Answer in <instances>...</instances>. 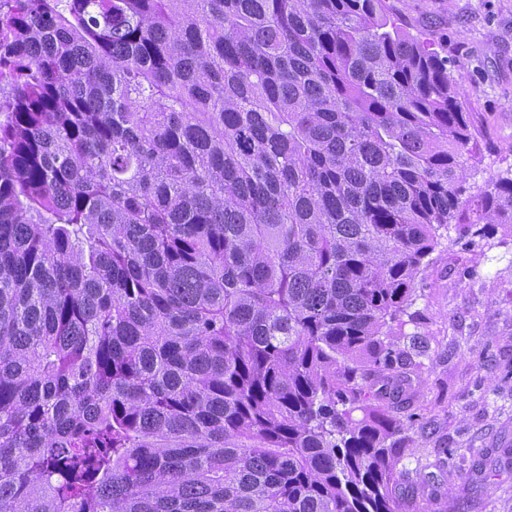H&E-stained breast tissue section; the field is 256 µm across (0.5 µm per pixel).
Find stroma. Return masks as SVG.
Segmentation results:
<instances>
[{
    "instance_id": "obj_1",
    "label": "stroma",
    "mask_w": 512,
    "mask_h": 512,
    "mask_svg": "<svg viewBox=\"0 0 512 512\" xmlns=\"http://www.w3.org/2000/svg\"><path fill=\"white\" fill-rule=\"evenodd\" d=\"M460 82L478 130L469 183L512 177V0H387ZM399 346L419 355L401 512H512V229L444 232Z\"/></svg>"
}]
</instances>
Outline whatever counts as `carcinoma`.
Instances as JSON below:
<instances>
[{"label": "carcinoma", "mask_w": 512, "mask_h": 512, "mask_svg": "<svg viewBox=\"0 0 512 512\" xmlns=\"http://www.w3.org/2000/svg\"><path fill=\"white\" fill-rule=\"evenodd\" d=\"M475 140L385 0H0V512H399Z\"/></svg>", "instance_id": "1"}]
</instances>
